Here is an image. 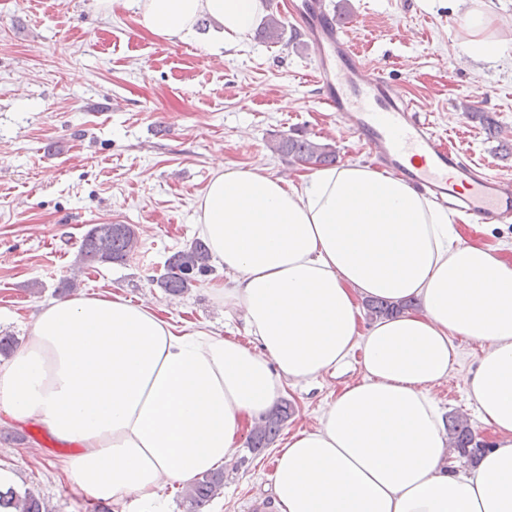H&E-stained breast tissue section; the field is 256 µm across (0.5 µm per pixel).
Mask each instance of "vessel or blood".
I'll list each match as a JSON object with an SVG mask.
<instances>
[{"mask_svg": "<svg viewBox=\"0 0 512 512\" xmlns=\"http://www.w3.org/2000/svg\"><path fill=\"white\" fill-rule=\"evenodd\" d=\"M296 22L314 53L327 110L348 123L380 164L438 203L483 223H512V182L463 161L422 120L396 85L380 76L323 0H303Z\"/></svg>", "mask_w": 512, "mask_h": 512, "instance_id": "obj_1", "label": "vessel or blood"}]
</instances>
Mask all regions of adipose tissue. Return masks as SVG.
Wrapping results in <instances>:
<instances>
[{
  "mask_svg": "<svg viewBox=\"0 0 512 512\" xmlns=\"http://www.w3.org/2000/svg\"><path fill=\"white\" fill-rule=\"evenodd\" d=\"M135 2L138 24L171 43L206 17L232 47L266 13L265 0ZM491 24L466 12L472 58L512 51ZM196 212L224 269L211 294L245 340L117 292L54 301L0 363V416L72 449L61 470L113 512H169L167 489L229 464L288 386L357 351L361 379L277 450L273 512H512V264L461 239L469 215L358 163L296 182L219 162ZM375 297L419 308L363 325ZM459 338L482 347L465 386L498 441L454 472L432 389L454 377Z\"/></svg>",
  "mask_w": 512,
  "mask_h": 512,
  "instance_id": "adipose-tissue-1",
  "label": "adipose tissue"
}]
</instances>
